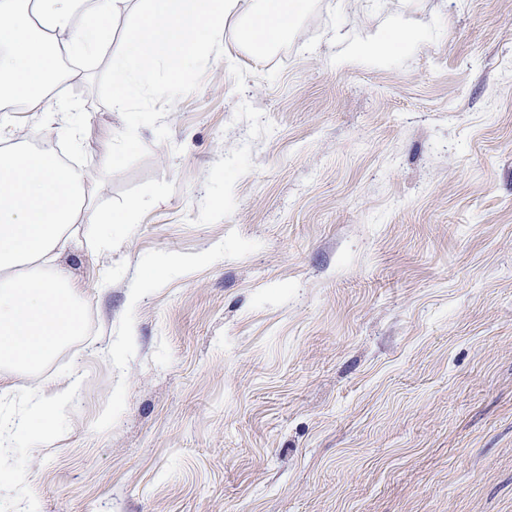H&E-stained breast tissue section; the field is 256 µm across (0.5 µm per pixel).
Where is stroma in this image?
<instances>
[{
	"mask_svg": "<svg viewBox=\"0 0 512 512\" xmlns=\"http://www.w3.org/2000/svg\"><path fill=\"white\" fill-rule=\"evenodd\" d=\"M244 0L183 69L112 107V43L0 140L56 143L137 204L58 259L84 331L46 436L0 452V512H512V0H309L257 54ZM399 16L417 42L344 60ZM111 142L109 170L98 148Z\"/></svg>",
	"mask_w": 512,
	"mask_h": 512,
	"instance_id": "35a3bbf8",
	"label": "stroma"
}]
</instances>
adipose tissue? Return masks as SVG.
<instances>
[{
  "instance_id": "adipose-tissue-1",
  "label": "adipose tissue",
  "mask_w": 512,
  "mask_h": 512,
  "mask_svg": "<svg viewBox=\"0 0 512 512\" xmlns=\"http://www.w3.org/2000/svg\"><path fill=\"white\" fill-rule=\"evenodd\" d=\"M240 0H0V105L23 103L49 111V94L62 75V60L100 54L112 39L110 22L127 12L135 20L123 35L124 50L112 58V105L123 109L133 79H146L160 62L172 77L195 60L224 29ZM307 0H261L248 20L246 38L269 48L291 39ZM416 33L402 18L367 39L350 41L349 58H377ZM95 193L87 172L52 152L20 145L0 148V366L35 367L50 360L84 328L80 284L56 261L73 242L78 223L96 225L97 246L112 245L110 229L130 220L92 209ZM78 379L44 396L27 391L20 417L0 415V447L49 429L75 399Z\"/></svg>"
}]
</instances>
